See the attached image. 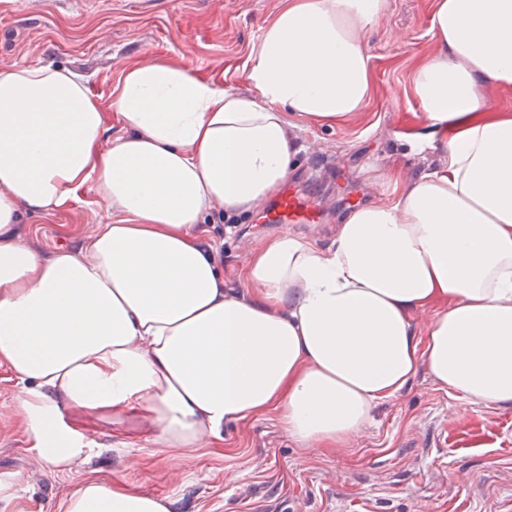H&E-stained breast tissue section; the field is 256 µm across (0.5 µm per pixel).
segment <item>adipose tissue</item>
<instances>
[{"mask_svg": "<svg viewBox=\"0 0 512 512\" xmlns=\"http://www.w3.org/2000/svg\"><path fill=\"white\" fill-rule=\"evenodd\" d=\"M386 0H290L250 54L249 94L158 59L123 74L124 129L102 147V108L50 66L0 71V363L40 455L71 471L92 412L176 455L226 422L274 412L295 441L356 436L418 370L473 405L512 406V0H436V51L412 77L419 150L447 155L387 203L348 212L331 244L290 232L228 293L199 247L203 219L261 205L295 166L290 118L333 125L372 92L366 34ZM92 183L118 214L86 248L52 257L20 242L23 212ZM448 310L424 335L412 309ZM66 512H165L160 498L80 483ZM450 302L447 297H437L425 304L423 307L411 311L410 321L416 334L425 332L433 317L448 309Z\"/></svg>", "mask_w": 512, "mask_h": 512, "instance_id": "adipose-tissue-1", "label": "adipose tissue"}]
</instances>
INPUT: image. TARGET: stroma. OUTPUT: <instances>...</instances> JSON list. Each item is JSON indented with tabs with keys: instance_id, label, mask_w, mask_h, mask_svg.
Returning <instances> with one entry per match:
<instances>
[{
	"instance_id": "stroma-1",
	"label": "stroma",
	"mask_w": 512,
	"mask_h": 512,
	"mask_svg": "<svg viewBox=\"0 0 512 512\" xmlns=\"http://www.w3.org/2000/svg\"><path fill=\"white\" fill-rule=\"evenodd\" d=\"M436 0H387L369 31L372 93L361 112L334 124L294 121L293 187L314 196L322 221L297 234L328 245L342 217L385 201L397 187L441 168L438 152L413 149L421 127L412 90L420 58L435 50L429 18ZM285 0H0V70L62 67L86 78L103 108L104 138L121 135L111 102L126 69L157 59L187 63L213 84L250 92V52ZM259 210L213 207L200 246L224 271V287L254 296L243 280L253 255L275 232ZM111 211L91 184L62 205L23 216L16 236L44 256L82 250ZM18 384L0 365V512H63L77 484L96 480L173 502L174 512H512V407L479 406L418 372L379 404L343 447L294 441L276 416L258 412L225 424L222 440L170 461L124 431L74 411L97 439L68 473L52 469L15 410Z\"/></svg>"
}]
</instances>
